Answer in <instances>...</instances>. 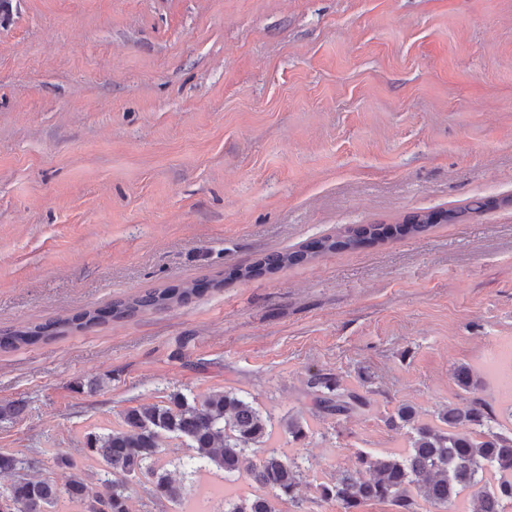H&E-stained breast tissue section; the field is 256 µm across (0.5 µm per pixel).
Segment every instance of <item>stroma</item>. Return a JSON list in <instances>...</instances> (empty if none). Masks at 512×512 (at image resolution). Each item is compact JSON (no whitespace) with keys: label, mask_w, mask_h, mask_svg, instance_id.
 Here are the masks:
<instances>
[{"label":"stroma","mask_w":512,"mask_h":512,"mask_svg":"<svg viewBox=\"0 0 512 512\" xmlns=\"http://www.w3.org/2000/svg\"><path fill=\"white\" fill-rule=\"evenodd\" d=\"M0 329L199 281L185 305L0 350V451L65 485L130 408L231 390L317 484L410 445L389 416L483 402L512 432V0H9ZM427 233L248 280L264 255L473 201ZM477 386L463 391L458 367ZM367 401L318 413L314 376ZM300 418L306 436L281 425ZM166 470L185 498L182 439Z\"/></svg>","instance_id":"obj_1"}]
</instances>
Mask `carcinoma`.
Returning a JSON list of instances; mask_svg holds the SVG:
<instances>
[{
  "label": "carcinoma",
  "instance_id": "obj_1",
  "mask_svg": "<svg viewBox=\"0 0 512 512\" xmlns=\"http://www.w3.org/2000/svg\"><path fill=\"white\" fill-rule=\"evenodd\" d=\"M488 205L487 201L466 204L448 211L445 218L463 221ZM431 217V213H416L402 224H366L349 229L342 236L324 237L296 250L268 253L250 266L235 269L231 276L250 279L308 263L322 254L353 249L366 241L419 235L433 226ZM203 292L200 283L158 288L116 300L105 308L6 330L0 332V350L87 331L146 310L183 305ZM312 388L315 409L326 414H347L366 405L357 394L339 392V385L325 377L315 379ZM487 419L484 404L475 400L443 407L435 423L421 422L412 406L401 405L389 421L408 428L410 448L402 453H359L358 468L320 483V496L340 504L344 512H356L369 501L390 502L398 512H420L424 505L447 509L467 498V492L481 483L483 487L478 497L470 500L468 512H505L506 504L512 503V434L485 426ZM472 425L481 430H463ZM271 433V416L232 391H212L191 402L175 393L165 405L129 409L124 427L88 438L87 457L104 465L95 483L70 459L57 456L55 466L73 470L61 489L48 477H28L24 470L32 461L0 452V476L13 477L0 489V512H51L63 496L79 512H101L106 500L111 512H129V488L140 476L154 478L152 495L179 503L182 487L164 471L160 457L161 442L167 435L185 439L187 459L196 468L211 467L227 475L243 471L257 484L259 492L253 498L226 500L216 512H280L277 503L296 501V489L311 466L279 448L264 447ZM260 449L263 457L244 466L247 455Z\"/></svg>",
  "mask_w": 512,
  "mask_h": 512
}]
</instances>
